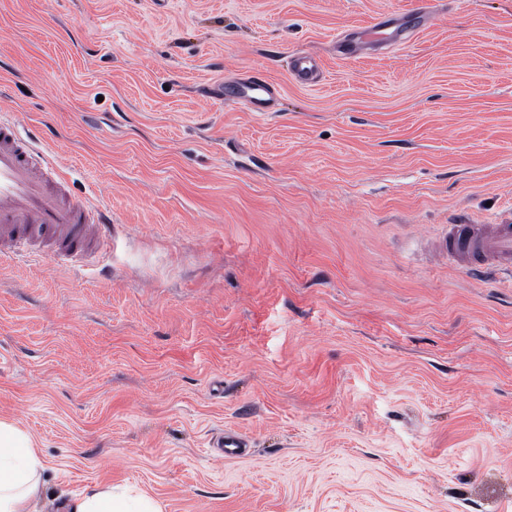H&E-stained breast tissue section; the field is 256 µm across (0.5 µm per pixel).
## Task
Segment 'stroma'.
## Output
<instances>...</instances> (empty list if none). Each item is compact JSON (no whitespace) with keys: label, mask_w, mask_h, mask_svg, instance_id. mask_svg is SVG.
I'll use <instances>...</instances> for the list:
<instances>
[{"label":"stroma","mask_w":512,"mask_h":512,"mask_svg":"<svg viewBox=\"0 0 512 512\" xmlns=\"http://www.w3.org/2000/svg\"><path fill=\"white\" fill-rule=\"evenodd\" d=\"M385 14L410 36L362 47ZM256 77L271 112L224 95ZM0 99L118 231L0 264V420L49 490L512 512V288L436 246L512 213V0H0ZM319 70L317 58L306 52H298L292 60V73L302 84H315ZM213 448H219L213 454L223 458H242L249 455V440L235 431L224 432L220 442Z\"/></svg>","instance_id":"35a3bbf8"}]
</instances>
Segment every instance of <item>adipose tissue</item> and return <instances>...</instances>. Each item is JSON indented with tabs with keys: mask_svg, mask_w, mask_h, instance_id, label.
Listing matches in <instances>:
<instances>
[{
	"mask_svg": "<svg viewBox=\"0 0 512 512\" xmlns=\"http://www.w3.org/2000/svg\"><path fill=\"white\" fill-rule=\"evenodd\" d=\"M44 464L31 435L0 421V512H34L48 496L42 481ZM66 512H163L161 503L129 487H112L68 499Z\"/></svg>",
	"mask_w": 512,
	"mask_h": 512,
	"instance_id": "obj_1",
	"label": "adipose tissue"
}]
</instances>
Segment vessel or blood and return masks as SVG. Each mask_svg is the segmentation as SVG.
<instances>
[{
  "label": "vessel or blood",
  "mask_w": 512,
  "mask_h": 512,
  "mask_svg": "<svg viewBox=\"0 0 512 512\" xmlns=\"http://www.w3.org/2000/svg\"><path fill=\"white\" fill-rule=\"evenodd\" d=\"M319 70L313 55L296 53L292 73L311 84ZM228 97L252 112L270 111L271 89L263 83L229 87ZM114 237L98 210L70 197L64 170L36 139L26 133L14 113L0 114V262L18 258L48 260L83 267L106 256ZM449 265L480 276L512 277V218L494 224L470 221L449 224L437 244ZM242 434L225 432L217 454L223 458L248 455Z\"/></svg>",
  "instance_id": "b4317fda"
}]
</instances>
